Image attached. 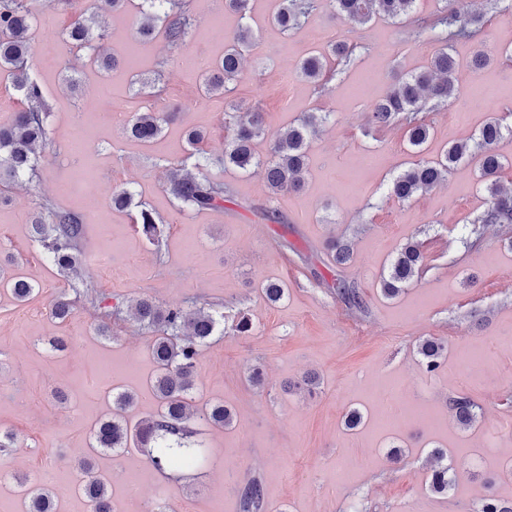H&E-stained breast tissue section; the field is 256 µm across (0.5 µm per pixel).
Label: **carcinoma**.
Here are the masks:
<instances>
[{
	"label": "carcinoma",
	"instance_id": "obj_1",
	"mask_svg": "<svg viewBox=\"0 0 512 512\" xmlns=\"http://www.w3.org/2000/svg\"><path fill=\"white\" fill-rule=\"evenodd\" d=\"M272 22L284 33L301 29L322 7L320 0H276ZM417 0H330L336 18L357 31L376 17L394 22L413 20L415 37H434L441 47L422 70L398 76L386 94L368 113V122L376 127L401 123L406 129L409 146L417 153L423 151L430 137L426 112H437L462 97L457 62L452 54L453 44L476 36L485 25V15L479 12L463 13L440 0L442 6L431 19L414 17ZM59 4L77 6V0H0V72L11 78L14 88L23 95L26 106L15 113L11 122L0 124V177L17 181L34 174L39 154L49 140L46 116L49 104L40 85L30 76V60L34 50L29 30L37 15V8ZM193 17L187 0H143L140 18L135 26V41L146 42L162 35L169 46L180 48L186 41ZM68 40L79 49L95 50L105 37L104 26L95 17L78 13L66 31ZM256 46L249 25L242 26L229 39L224 56L204 68V91L209 97H225L233 92L231 84L242 74L244 54ZM357 44L344 35L331 45L330 56L321 53L305 57L299 74L316 82L327 67L328 58L336 65L349 66L354 62ZM178 112L148 108L132 113L125 123L126 138L140 143L157 139L163 126ZM329 112H307L297 122L270 141L266 154L255 149L256 141L265 135L264 113L241 111L229 104L224 108V166L246 172L254 166L264 167L266 183L274 194L300 191L307 172V146L320 125L330 119ZM512 134V127L496 118L485 123L477 136L455 142L446 147L440 158L418 160L396 176L390 185V194L399 201H409L448 179L450 172L463 160L475 163L487 193V207L471 222L469 235L479 234L477 225L512 224V190L503 187L500 174L504 161L496 146L504 134ZM196 172H170L167 185L179 205L196 213L224 208V181L203 172V165H195ZM112 208L128 209L134 204L132 191L121 188L112 192ZM136 223L142 234L154 245L162 242L158 218L149 209L138 210ZM36 240L45 250L49 262L61 275H69L80 266L79 243L85 234L80 214L60 208L45 207L32 219ZM330 255L337 262L347 260L353 243L336 239L328 245ZM424 256L418 242L404 243L381 276L380 291L387 299L399 296L418 276ZM13 298L23 302L35 292L36 286L24 277H12L5 282ZM72 313V302L66 293H60L50 308L52 318L65 321ZM129 316L140 328L152 335L150 352L157 366L156 375L148 383V391L158 405L156 414L131 426L119 414L99 422L92 434V447L97 451H119L133 446L140 449L149 465L164 474L188 475L201 457L203 442L196 439V422L214 427L232 424L233 417L224 403L215 402L198 408L193 391L198 377L197 360L203 348L216 336L224 335V314L209 308H165L150 296L133 300ZM447 344L429 337L419 342L426 371L433 373L441 364ZM138 395L120 391L112 395L115 410L133 408ZM448 411L463 429L473 427L481 417L479 406L466 395L448 399ZM439 460L432 472L430 488L446 494L455 482L456 467L448 463L444 454L435 451ZM22 493L25 512H56V501L62 487L49 488L28 476L15 477ZM92 507V512H112L110 480L105 474H95L75 486ZM244 512H257L262 506L264 489L252 479L240 490ZM476 512H512V501L505 502L490 496L482 500Z\"/></svg>",
	"mask_w": 512,
	"mask_h": 512
}]
</instances>
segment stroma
<instances>
[{
	"label": "stroma",
	"instance_id": "obj_1",
	"mask_svg": "<svg viewBox=\"0 0 512 512\" xmlns=\"http://www.w3.org/2000/svg\"><path fill=\"white\" fill-rule=\"evenodd\" d=\"M86 2L107 22L102 52L122 56L141 0H129L126 12L116 14L101 0ZM193 6L195 26L180 49L159 36L144 45L137 70L145 79L159 77L158 98L137 92L128 71H102L91 51L68 44L71 12L39 10L29 32L31 73L50 105V143L33 178L8 190L0 205V247L12 257L1 269L38 285L37 294L21 303L0 290V428L20 438L17 448L0 453V470L9 473L0 479V512L24 510L17 473L68 486L57 512H90L73 490L80 478L76 464L87 456L95 471L113 477V499L124 498L120 476L143 465V456L135 448L92 452V430L111 416L116 390L139 396L125 414L129 423L155 411L147 383L156 365L149 336L132 319L110 322L106 336L97 326L140 295L167 307L213 304L223 311L224 334L201 352L194 398L201 406L224 402L234 415L230 426H202L211 463L194 485L155 476L144 494L149 512H172L182 504L191 512H242L239 489L252 478L264 488L260 512H473L489 480L500 499L512 501V229L489 224L478 247L464 244L462 225L487 202L467 162L411 201L389 198L393 177L414 156L401 126L367 123L393 77L424 68L438 42L408 39L405 25L377 18L350 72L334 75L321 90L299 77L284 86L278 72L296 69L314 45L304 30L288 35L270 23L273 0H254L249 24L258 46L230 97L207 98L199 71L188 62L222 56L225 35L242 21L225 11L224 0H194ZM509 47L512 8L504 5L488 9L479 40L454 45L467 119L456 122L445 109L431 113L425 157L471 138L490 119L512 126V61L500 55ZM479 50L493 60L475 71L470 61ZM72 76L77 86H70ZM229 99L265 112V136L256 145L262 154L303 113H334V122L308 144L303 191L274 195L260 170L222 166ZM166 104L183 114L157 141L126 140V114ZM190 127L206 134L199 148L186 141ZM76 143L92 155L89 176L68 163ZM202 157L210 174L223 180L226 201L218 211L187 212L168 192L166 173L194 168ZM122 187L157 215L161 246L148 242L133 212L111 208L112 190ZM46 203L85 217L77 276L60 275L30 234L31 214ZM273 209L278 220H267ZM338 236L354 242L343 265L326 250L327 240ZM410 238L422 242L425 266L402 295L384 298L380 276ZM271 281L286 290L275 303L263 293ZM341 282L359 292L362 308L337 295ZM75 288L80 294L71 316L51 319L53 299ZM86 288L98 292L96 305L85 301ZM242 313L254 326L247 336L232 329ZM51 336L69 337L68 350L49 355L43 341ZM426 337L448 342L433 373L417 352ZM473 348L481 363L463 365L462 356ZM255 364L265 372L258 387L247 380ZM309 372L319 380L315 394L288 391L289 382ZM460 394L482 410L466 430L446 405ZM412 407L439 419L422 416L403 430L375 422L379 410L396 416ZM353 409L363 419L350 429L345 417ZM395 446L402 450L396 465L390 461ZM437 448L458 470L445 495L430 489V457Z\"/></svg>",
	"mask_w": 512,
	"mask_h": 512
}]
</instances>
